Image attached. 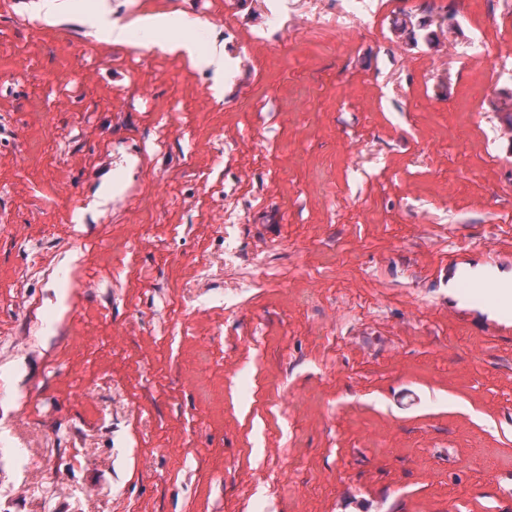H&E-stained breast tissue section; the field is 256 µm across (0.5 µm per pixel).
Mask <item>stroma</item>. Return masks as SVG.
<instances>
[{
    "label": "stroma",
    "instance_id": "stroma-1",
    "mask_svg": "<svg viewBox=\"0 0 512 512\" xmlns=\"http://www.w3.org/2000/svg\"><path fill=\"white\" fill-rule=\"evenodd\" d=\"M99 1L0 0L6 512H512V0ZM131 25H119L112 23V19L101 18L98 25L96 34L97 37L109 43H129L131 41ZM171 52H182L186 54L191 61L207 68H212L215 72L224 70V53L222 49L212 47L205 52H200L197 44L186 38H180L173 41H167L161 45ZM452 270L453 275L457 277L458 293L468 305L473 309L496 308L499 315L506 319L499 325L503 329H510L512 326V290L510 293L503 288L512 287L503 285L491 275L475 278L461 262L455 263ZM28 322L29 327L28 330L25 331V334L27 333V335L14 338L10 337L15 345L18 346L20 343L29 347L38 345L41 336L37 335H41L43 329H48L50 327V324H47L46 321L44 322L39 316L38 307L33 305L29 308Z\"/></svg>",
    "mask_w": 512,
    "mask_h": 512
}]
</instances>
